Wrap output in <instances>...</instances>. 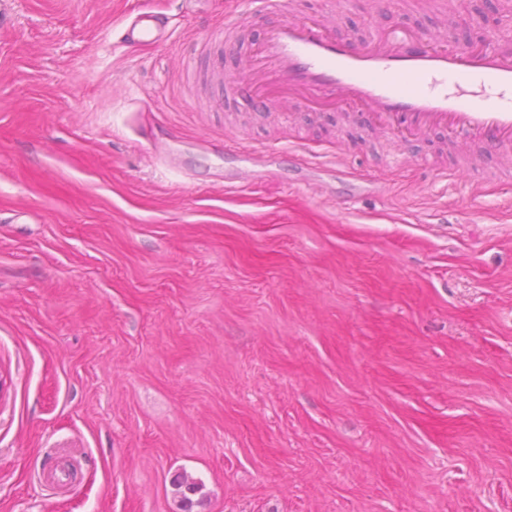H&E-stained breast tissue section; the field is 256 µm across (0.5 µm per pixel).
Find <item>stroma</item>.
<instances>
[{
  "label": "stroma",
  "instance_id": "obj_1",
  "mask_svg": "<svg viewBox=\"0 0 512 512\" xmlns=\"http://www.w3.org/2000/svg\"><path fill=\"white\" fill-rule=\"evenodd\" d=\"M287 16L512 41L481 0ZM274 21L0 0V512H182L179 473L192 512H512V153L226 100ZM166 23L153 13L143 12L128 18L124 26V37L128 43L161 42L165 38Z\"/></svg>",
  "mask_w": 512,
  "mask_h": 512
}]
</instances>
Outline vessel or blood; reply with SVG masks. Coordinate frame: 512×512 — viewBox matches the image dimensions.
I'll use <instances>...</instances> for the list:
<instances>
[{
    "label": "vessel or blood",
    "mask_w": 512,
    "mask_h": 512,
    "mask_svg": "<svg viewBox=\"0 0 512 512\" xmlns=\"http://www.w3.org/2000/svg\"><path fill=\"white\" fill-rule=\"evenodd\" d=\"M163 19L143 12L125 22L128 43L162 41ZM258 55L277 76L271 98L346 107L411 131L444 128L493 153L512 150V46H448L420 33L379 28L366 43L339 40L319 20L266 28Z\"/></svg>",
    "instance_id": "b4317fda"
}]
</instances>
